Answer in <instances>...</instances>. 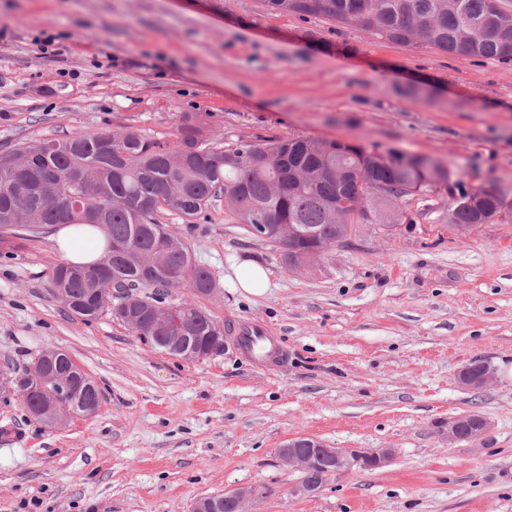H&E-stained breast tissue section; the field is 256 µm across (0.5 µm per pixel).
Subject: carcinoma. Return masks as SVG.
I'll return each instance as SVG.
<instances>
[{
  "label": "carcinoma",
  "mask_w": 512,
  "mask_h": 512,
  "mask_svg": "<svg viewBox=\"0 0 512 512\" xmlns=\"http://www.w3.org/2000/svg\"><path fill=\"white\" fill-rule=\"evenodd\" d=\"M267 10L303 19L325 18L352 25L411 49H435L459 57L512 61V8L504 0H262ZM449 189L448 223L457 229L490 224L508 207L495 191L467 189L452 171L428 155L397 148L369 152L339 139L278 138L242 141L231 147L211 142L188 117L180 138L151 141L132 132L90 131L26 143L0 156V242L36 234L53 225L105 228L109 241L90 265L63 263L52 272L55 294L76 318L91 323L109 313L106 305L135 299L149 309L174 288H216L211 272L194 263L186 242L160 218L185 221L224 200L236 224H293L300 234L285 247L283 262L295 267L330 255L357 232L374 224L386 235L414 223L409 197L426 188ZM179 347L148 333L146 341L193 360L224 351L215 344L217 322L193 302L177 311ZM57 363L78 376L65 395L33 372H0V400L20 399L28 413L49 423L40 400L57 396L60 410L82 412L99 401L93 381L57 351L36 363ZM333 476L322 460L303 480L321 486Z\"/></svg>",
  "instance_id": "1"
}]
</instances>
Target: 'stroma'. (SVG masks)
<instances>
[{"instance_id":"35a3bbf8","label":"stroma","mask_w":512,"mask_h":512,"mask_svg":"<svg viewBox=\"0 0 512 512\" xmlns=\"http://www.w3.org/2000/svg\"><path fill=\"white\" fill-rule=\"evenodd\" d=\"M417 83L418 103L397 94ZM224 145L340 139L446 164L466 187L512 202V62L411 50L262 0H0V154L89 130L179 138L187 116ZM447 189L410 197L395 235L361 226L331 256L291 269L216 203L193 223L166 217L214 294L219 323L270 326L287 362L256 365L234 343L184 360L111 316L73 317L51 286L49 231L0 244V369L67 352L101 392L97 412L49 427L0 401V512H192L201 496L266 488L247 512H512V219L462 234ZM267 270L251 296L233 268ZM481 360L491 385L457 373ZM485 417L477 441L448 422ZM296 436L391 449L380 468L299 493L276 450ZM474 420L477 429L469 436L463 437L458 429V423L460 421ZM489 428L488 421L479 415L475 414H461L448 422V441L449 443H455L460 440H474L481 437Z\"/></svg>"}]
</instances>
